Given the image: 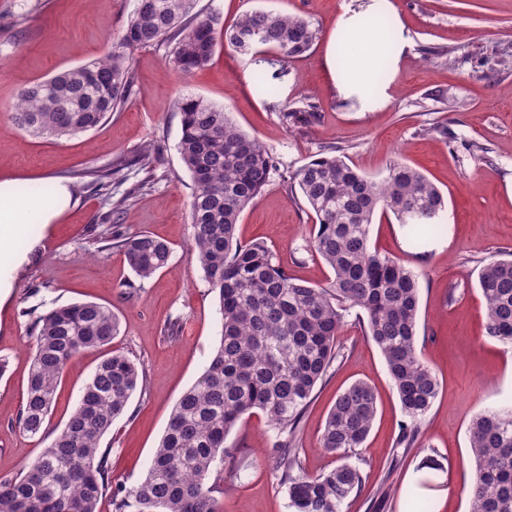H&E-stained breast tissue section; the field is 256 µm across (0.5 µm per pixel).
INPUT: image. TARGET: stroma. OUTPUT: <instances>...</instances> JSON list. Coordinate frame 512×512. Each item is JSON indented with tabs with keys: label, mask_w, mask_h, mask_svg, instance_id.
I'll return each mask as SVG.
<instances>
[{
	"label": "stroma",
	"mask_w": 512,
	"mask_h": 512,
	"mask_svg": "<svg viewBox=\"0 0 512 512\" xmlns=\"http://www.w3.org/2000/svg\"><path fill=\"white\" fill-rule=\"evenodd\" d=\"M135 0H0V176L69 181L72 201L52 224L31 229L15 249L22 256L0 305V475L20 471L42 449L20 433L16 419L26 398L33 340L24 308L95 301L120 319L113 346L146 374V384L102 440L112 480L133 487L146 476L155 448L180 396L208 366L220 339L216 294L189 251L191 177L178 151L182 93L229 111L233 124L258 138L281 169L296 171L339 147L350 164L381 178L393 161L423 172L448 198L443 230L414 247L393 215H376L370 245L413 271L419 282L417 350L440 388L422 420L418 445L398 453L406 417L379 349L362 321L347 316L338 334L340 357L317 387L299 427L302 466L317 475L337 459L319 445L338 393L369 384L377 415L351 461L369 475L343 512H469L475 476L469 423L484 410L512 405V347L485 336L484 300L477 274L512 253V0H197L199 10L225 23L262 9L311 20L318 39L304 56L283 59L262 48L241 56L218 50L191 75L172 63L167 47L133 51L134 91L122 111L88 132L61 140L20 130L10 113L28 82L94 60L117 42ZM390 21L381 81L353 85L338 76L337 33L349 18ZM318 105L315 122L286 120L303 101ZM160 159L162 181L141 191L122 224L168 243L170 265L138 280L123 255L101 249L90 234L105 208L80 190L72 172L130 159L142 147ZM317 218L297 187L273 179L242 213L241 242L260 241L275 263L308 284L323 287L331 269L310 247ZM179 319L168 338L164 326ZM102 359L92 350L66 367L48 431H60ZM275 434L262 412L245 417L228 435L220 466L224 512H290L267 450Z\"/></svg>",
	"instance_id": "stroma-1"
}]
</instances>
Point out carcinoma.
Listing matches in <instances>:
<instances>
[{"label":"carcinoma","mask_w":512,"mask_h":512,"mask_svg":"<svg viewBox=\"0 0 512 512\" xmlns=\"http://www.w3.org/2000/svg\"><path fill=\"white\" fill-rule=\"evenodd\" d=\"M195 7L196 0H136L111 52L22 87L12 121L33 136L57 140L98 127L132 95L128 59L135 49L165 44L175 66L189 74L226 44L241 55L266 46L288 60L309 52L317 38L313 23L300 16L252 10L226 27L220 14ZM175 110L181 122L178 150L192 179L191 252L219 297L216 353L178 400L146 477L128 488L112 483L110 450L100 448L144 380L136 361L112 348L119 319L94 301L44 312L24 309L33 352L17 417L22 434L46 438L58 386L74 357L99 350L102 360L63 429L20 472L0 475V512H99L106 493L112 512H223L214 493L222 490L224 477L214 466L224 459L230 431L255 410L275 431L268 457L294 512H342L369 481L348 459L375 419L373 389L356 382L337 396L319 439L340 460L332 470L305 473L295 440L317 385L339 354L340 326L356 308L408 418L398 444L415 447L420 422L438 396L436 375L417 352L416 276L371 248L370 226L376 213H391L420 246L440 229L447 207L442 191L400 161L389 165L384 178L368 177L337 155L335 146L296 170L289 181L318 219L311 249L333 272L327 286H310L277 265L266 244H243L236 237L242 212L280 174L276 157L201 97L181 95ZM130 164L143 177L118 196L115 188L127 181ZM156 171V158L143 148L129 164L77 174L82 188L108 207L101 215L104 232L96 225L91 229L96 241L122 252L142 280L168 267L172 251L151 235L124 230L118 220L137 191L159 181ZM478 286L486 336L512 346V259L484 264ZM469 437L476 461L470 512H512V406L476 414Z\"/></svg>","instance_id":"obj_1"}]
</instances>
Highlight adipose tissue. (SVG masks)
I'll list each match as a JSON object with an SVG mask.
<instances>
[{"mask_svg": "<svg viewBox=\"0 0 512 512\" xmlns=\"http://www.w3.org/2000/svg\"><path fill=\"white\" fill-rule=\"evenodd\" d=\"M20 186L19 179H0V302L5 300L12 273L21 260L14 248L15 240L32 228L52 223L71 199L68 185L60 180L53 182L47 199L36 188L24 192Z\"/></svg>", "mask_w": 512, "mask_h": 512, "instance_id": "ef3b65f1", "label": "adipose tissue"}]
</instances>
